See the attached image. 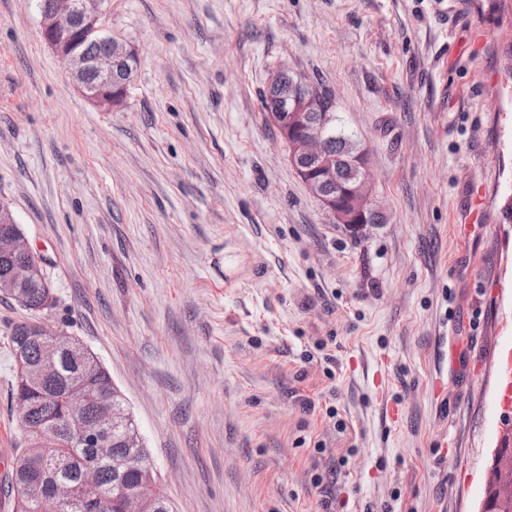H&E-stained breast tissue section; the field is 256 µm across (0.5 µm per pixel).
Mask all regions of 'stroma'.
Returning a JSON list of instances; mask_svg holds the SVG:
<instances>
[{
    "mask_svg": "<svg viewBox=\"0 0 512 512\" xmlns=\"http://www.w3.org/2000/svg\"><path fill=\"white\" fill-rule=\"evenodd\" d=\"M89 103L0 0V202L49 325L124 394L176 512H476L512 391V94L482 0H106ZM326 84L379 223L333 222L261 92ZM0 300V448L21 438Z\"/></svg>",
    "mask_w": 512,
    "mask_h": 512,
    "instance_id": "stroma-1",
    "label": "stroma"
}]
</instances>
